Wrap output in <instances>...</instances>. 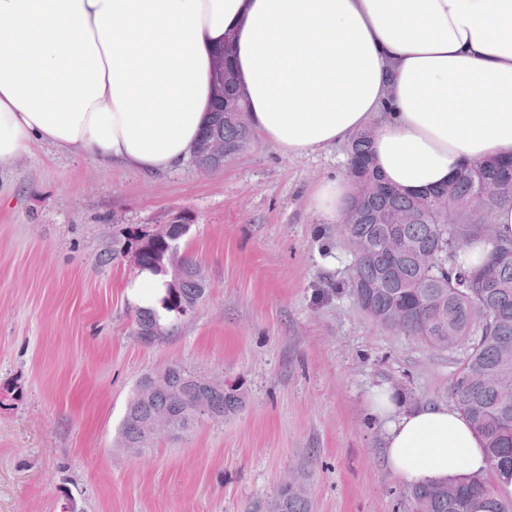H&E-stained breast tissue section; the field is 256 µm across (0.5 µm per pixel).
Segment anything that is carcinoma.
<instances>
[{
    "label": "carcinoma",
    "instance_id": "carcinoma-1",
    "mask_svg": "<svg viewBox=\"0 0 512 512\" xmlns=\"http://www.w3.org/2000/svg\"><path fill=\"white\" fill-rule=\"evenodd\" d=\"M215 104L207 128L224 127V143L232 151L252 141L249 127L224 111L223 99L238 101L233 66L213 70ZM371 138L361 133L348 143L347 158L364 164L347 169L357 196L351 206L355 223L344 235L353 247V270L347 286L359 307L384 327L416 336L437 350L466 349L449 388L454 406L481 437L494 478H465L406 489L409 512H512V497L500 493L499 483L512 480V394L497 389L495 377L512 375V240L484 237L489 216L512 205V159L462 168L448 185L408 194L386 184L370 161ZM384 213L402 215V223H379ZM181 228L156 240L142 231L136 251L150 261L148 269L169 278L164 302L175 316L193 311L204 299L206 276L200 265L183 256L179 271L167 267V250L180 246ZM487 246L479 267L459 260L472 244ZM155 313L141 309L136 334L145 342ZM209 395L212 416L204 417L192 394ZM242 403L240 388L224 379L181 363L145 374L135 385L119 427L125 448H147L154 435L147 425L159 408L171 410L176 432L196 425L222 422ZM276 512H308L303 488L281 489Z\"/></svg>",
    "mask_w": 512,
    "mask_h": 512
}]
</instances>
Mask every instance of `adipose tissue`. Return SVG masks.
Instances as JSON below:
<instances>
[{"instance_id": "adipose-tissue-1", "label": "adipose tissue", "mask_w": 512, "mask_h": 512, "mask_svg": "<svg viewBox=\"0 0 512 512\" xmlns=\"http://www.w3.org/2000/svg\"><path fill=\"white\" fill-rule=\"evenodd\" d=\"M234 41L251 129L300 156L373 128L389 185L419 193L512 156V0H0V163L38 140L145 173L176 169L209 118L213 55ZM350 178L314 187L337 221ZM160 323L164 281H125ZM388 468L410 486L479 477L480 438L452 406L367 393Z\"/></svg>"}]
</instances>
